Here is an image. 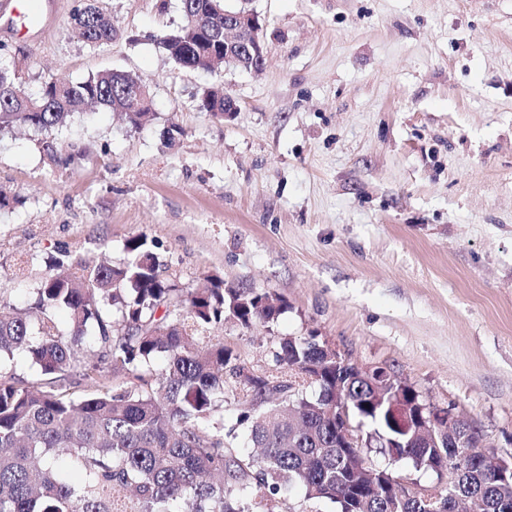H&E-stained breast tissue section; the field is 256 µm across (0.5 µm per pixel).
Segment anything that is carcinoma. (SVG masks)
<instances>
[{
  "label": "carcinoma",
  "mask_w": 512,
  "mask_h": 512,
  "mask_svg": "<svg viewBox=\"0 0 512 512\" xmlns=\"http://www.w3.org/2000/svg\"><path fill=\"white\" fill-rule=\"evenodd\" d=\"M183 25L160 44L182 68L207 71L224 52V0H181ZM83 41L112 38V14L82 0L73 13ZM141 80L102 71L63 84H44L20 111L14 60L0 46V130L59 129L95 106L140 127L150 108L132 110ZM224 88L208 87L202 108L224 114ZM127 259L92 265L80 255L49 267L24 312L0 317V357L22 354L40 369L24 381L0 371V512H278L293 485L303 504L328 500L348 512L359 468L374 476L367 512H452L453 498L475 512L512 508V461L496 470L464 452L480 434L465 420L444 448L412 439L419 393L393 379L383 399L345 359L326 357L316 336H273L274 366L283 379L249 368L224 345V320L267 331L287 309L267 293L214 284L182 295L166 279L145 234L126 241ZM63 308V334L52 311ZM99 346L87 354L88 340ZM165 361L158 372L153 364ZM350 419L369 424L392 463L408 460L445 481L440 497L398 494L395 475L368 462L362 448H344L336 400ZM238 406L231 421L225 408ZM248 434L254 457L232 447ZM67 455L70 470L60 468Z\"/></svg>",
  "instance_id": "obj_1"
}]
</instances>
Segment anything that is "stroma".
Instances as JSON below:
<instances>
[{
	"mask_svg": "<svg viewBox=\"0 0 512 512\" xmlns=\"http://www.w3.org/2000/svg\"><path fill=\"white\" fill-rule=\"evenodd\" d=\"M97 3L115 31L92 48L78 0L32 24L0 0L23 92L115 69L152 101L137 129L100 110L0 131V305L26 309L62 250L115 265L144 233L187 290L287 302L269 332L225 321L251 369L270 335L312 334L512 454V0H229L261 16L265 62L215 73L160 45L180 0ZM217 82L232 117L200 108Z\"/></svg>",
	"mask_w": 512,
	"mask_h": 512,
	"instance_id": "stroma-1",
	"label": "stroma"
}]
</instances>
